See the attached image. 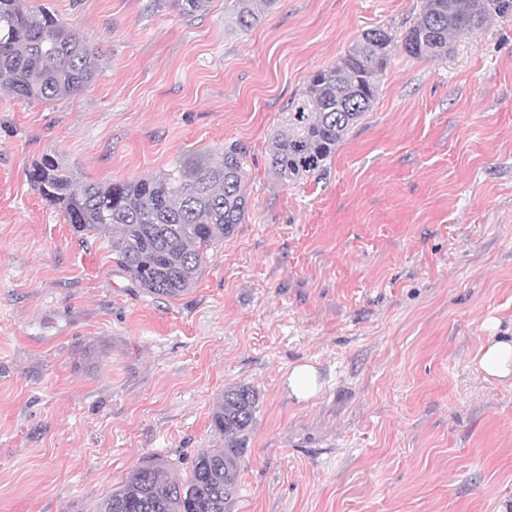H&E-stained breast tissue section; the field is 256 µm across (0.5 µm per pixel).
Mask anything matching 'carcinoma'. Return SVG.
<instances>
[{
  "label": "carcinoma",
  "mask_w": 512,
  "mask_h": 512,
  "mask_svg": "<svg viewBox=\"0 0 512 512\" xmlns=\"http://www.w3.org/2000/svg\"><path fill=\"white\" fill-rule=\"evenodd\" d=\"M275 0H230L236 25L248 30ZM208 0H167L183 16ZM512 17V0H425L401 37L415 59L448 54L450 39L495 18ZM395 37L363 33L332 66L313 74L290 103L285 126L273 133L268 170L284 185L319 174L336 147L370 111ZM100 68L98 50L43 5L0 0V88L26 99L56 101L87 88ZM246 152L238 144L196 153L160 176L101 184L77 177L50 155L29 170L41 198L74 232L112 233L116 264L147 294L178 297L192 288L208 251L232 237L248 214ZM259 393L240 384L224 390L212 415L224 447L205 448L181 479L145 460L98 506L97 512H229L238 463L247 451Z\"/></svg>",
  "instance_id": "obj_1"
}]
</instances>
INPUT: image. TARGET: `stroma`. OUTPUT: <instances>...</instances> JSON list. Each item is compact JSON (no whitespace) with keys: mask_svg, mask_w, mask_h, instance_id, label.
Instances as JSON below:
<instances>
[{"mask_svg":"<svg viewBox=\"0 0 512 512\" xmlns=\"http://www.w3.org/2000/svg\"><path fill=\"white\" fill-rule=\"evenodd\" d=\"M98 49L59 101L0 90V512H95L144 460L189 472L226 388L260 404L230 512H512V381L473 359L512 328V17L447 56L394 49L374 107L318 177L268 171L309 77L423 0H41ZM240 144L248 217L193 288L156 299L28 171L158 176ZM322 390L300 403L297 364ZM274 2L275 0H230L228 8L236 25L243 30H248L260 22ZM317 379V370L312 364H299L288 375V388L298 400L307 401L319 390Z\"/></svg>","mask_w":512,"mask_h":512,"instance_id":"stroma-1","label":"stroma"}]
</instances>
